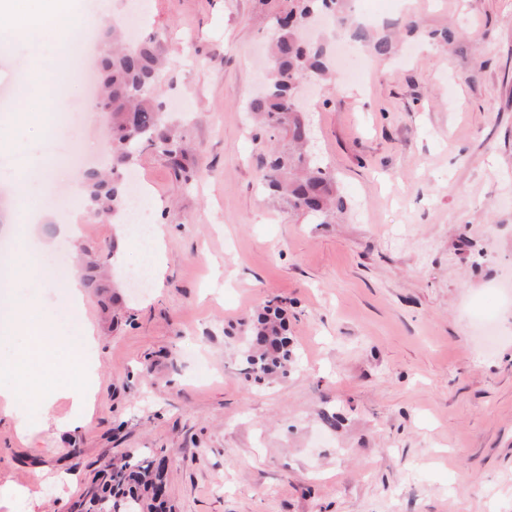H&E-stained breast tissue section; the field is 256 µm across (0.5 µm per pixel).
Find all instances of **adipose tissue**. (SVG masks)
<instances>
[{"mask_svg": "<svg viewBox=\"0 0 512 512\" xmlns=\"http://www.w3.org/2000/svg\"><path fill=\"white\" fill-rule=\"evenodd\" d=\"M32 8L23 9L18 0H0V45L14 46L31 41L36 30H52L58 48H65L77 35L74 0H33ZM55 74L41 71L23 104L13 112L0 115V146L9 144L18 127L32 120L50 125L53 112Z\"/></svg>", "mask_w": 512, "mask_h": 512, "instance_id": "ef3b65f1", "label": "adipose tissue"}]
</instances>
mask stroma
<instances>
[{
    "label": "stroma",
    "instance_id": "35a3bbf8",
    "mask_svg": "<svg viewBox=\"0 0 512 512\" xmlns=\"http://www.w3.org/2000/svg\"><path fill=\"white\" fill-rule=\"evenodd\" d=\"M97 3L93 15L77 0L82 32L124 26L131 0ZM290 4L148 0L139 35L169 59L161 99L190 104L166 114L188 181L153 150L122 166L165 231L162 280L132 287L128 269L152 255L131 226L95 216L68 172L39 179L26 206L43 243L16 241L15 257H40L49 307L93 321L101 367L84 429L56 427L63 400L27 445L0 417V484L41 501L11 512H72L106 460L138 452L167 456L176 512H512V306L488 288L512 268V0H350L369 29L393 27L396 52L352 40L307 81L305 115L347 203L332 224L260 184L269 137L246 104ZM448 27L457 41L436 43ZM47 39L0 48V96L27 92L34 56L66 74L71 53L44 56ZM107 127L103 112L30 124L26 150L0 149V207L49 140L111 170ZM59 260L98 263L113 285L68 307ZM271 300L286 305L296 362L256 384L235 330ZM486 316L500 331L489 349L475 332Z\"/></svg>",
    "mask_w": 512,
    "mask_h": 512
}]
</instances>
